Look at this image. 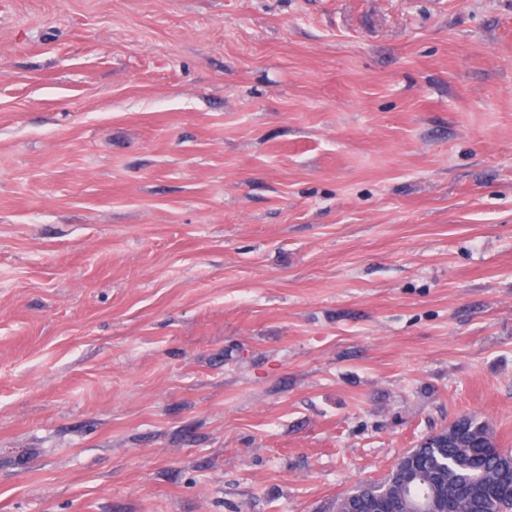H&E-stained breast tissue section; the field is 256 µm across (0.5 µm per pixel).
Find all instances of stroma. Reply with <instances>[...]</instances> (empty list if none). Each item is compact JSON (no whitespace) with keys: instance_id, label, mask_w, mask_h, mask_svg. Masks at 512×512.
<instances>
[{"instance_id":"1","label":"stroma","mask_w":512,"mask_h":512,"mask_svg":"<svg viewBox=\"0 0 512 512\" xmlns=\"http://www.w3.org/2000/svg\"><path fill=\"white\" fill-rule=\"evenodd\" d=\"M512 450V0H0V512H330Z\"/></svg>"}]
</instances>
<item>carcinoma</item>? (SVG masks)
I'll use <instances>...</instances> for the list:
<instances>
[{
  "label": "carcinoma",
  "instance_id": "1",
  "mask_svg": "<svg viewBox=\"0 0 512 512\" xmlns=\"http://www.w3.org/2000/svg\"><path fill=\"white\" fill-rule=\"evenodd\" d=\"M512 512V454L489 422L464 416L437 441L405 452L383 478L336 500V512Z\"/></svg>",
  "mask_w": 512,
  "mask_h": 512
}]
</instances>
